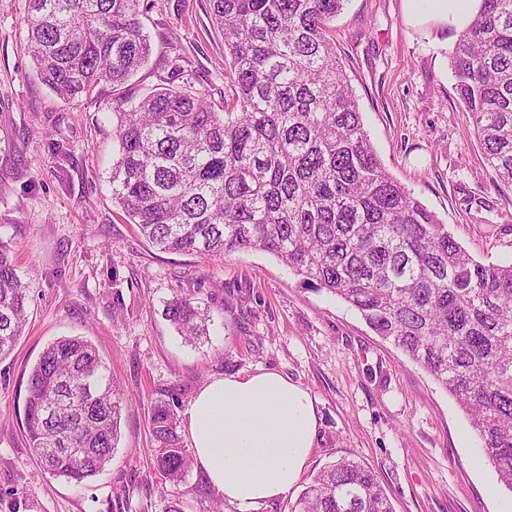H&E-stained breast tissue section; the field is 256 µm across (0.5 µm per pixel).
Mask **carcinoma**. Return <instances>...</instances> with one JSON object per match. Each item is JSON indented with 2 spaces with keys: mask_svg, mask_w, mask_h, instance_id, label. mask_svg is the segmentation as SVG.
Segmentation results:
<instances>
[{
  "mask_svg": "<svg viewBox=\"0 0 512 512\" xmlns=\"http://www.w3.org/2000/svg\"><path fill=\"white\" fill-rule=\"evenodd\" d=\"M347 0H210L229 58L232 101L197 89L137 92L148 63L144 0H27V48L59 98L109 85L118 144L112 196L164 253L260 250L347 303L420 364L468 417L485 459L512 490V263L475 260L382 166L331 43ZM450 67L495 181L512 188V0H482ZM27 289L0 239V359L28 314ZM166 318L185 341L209 310L175 296ZM123 393L84 336L49 343L31 369L28 447L76 485L112 462ZM154 465L191 468L171 405L151 413ZM290 512H393L378 476L354 460L323 467Z\"/></svg>",
  "mask_w": 512,
  "mask_h": 512,
  "instance_id": "obj_1",
  "label": "carcinoma"
}]
</instances>
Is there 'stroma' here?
I'll return each mask as SVG.
<instances>
[{
  "label": "stroma",
  "mask_w": 512,
  "mask_h": 512,
  "mask_svg": "<svg viewBox=\"0 0 512 512\" xmlns=\"http://www.w3.org/2000/svg\"><path fill=\"white\" fill-rule=\"evenodd\" d=\"M152 43L134 89L190 81L224 97V41L209 0H145ZM25 0H0V239L30 296L29 325L0 360V512H207L213 492L189 470L173 486L153 468L150 417L170 403L184 425L213 379L275 370L315 400L318 433L305 476L363 461L394 512H512V491L485 461L466 415L425 369L376 336L360 314L256 250L222 257L161 253L112 199V89L58 99L37 77ZM362 122L387 171L477 261L512 263V190L496 188L454 91L455 32L409 27L402 0H348L331 24ZM487 206L477 209L475 198ZM208 307L207 342L191 346L166 301ZM90 338L126 402L111 465L77 486L45 475L23 436L27 380L44 347Z\"/></svg>",
  "instance_id": "35a3bbf8"
}]
</instances>
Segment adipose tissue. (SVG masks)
I'll use <instances>...</instances> for the list:
<instances>
[{"label": "adipose tissue", "instance_id": "ef3b65f1", "mask_svg": "<svg viewBox=\"0 0 512 512\" xmlns=\"http://www.w3.org/2000/svg\"><path fill=\"white\" fill-rule=\"evenodd\" d=\"M481 0H402L419 31H464ZM193 457L209 485L238 512H254L297 486L317 435L308 390L276 371L231 375L207 383L188 410Z\"/></svg>", "mask_w": 512, "mask_h": 512}]
</instances>
